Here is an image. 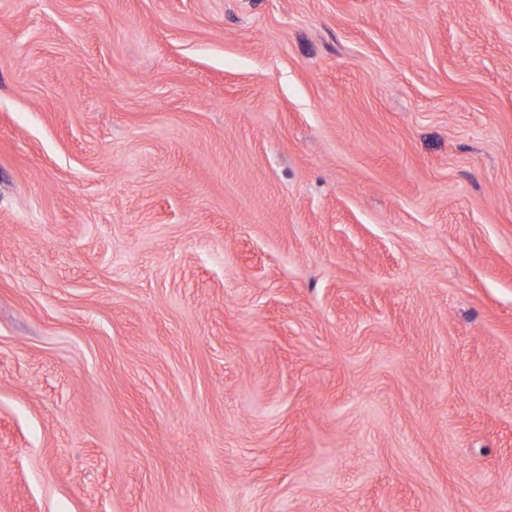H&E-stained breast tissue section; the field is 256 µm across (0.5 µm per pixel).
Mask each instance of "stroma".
I'll return each instance as SVG.
<instances>
[{"mask_svg":"<svg viewBox=\"0 0 512 512\" xmlns=\"http://www.w3.org/2000/svg\"><path fill=\"white\" fill-rule=\"evenodd\" d=\"M0 512H512V0H0Z\"/></svg>","mask_w":512,"mask_h":512,"instance_id":"obj_1","label":"stroma"}]
</instances>
